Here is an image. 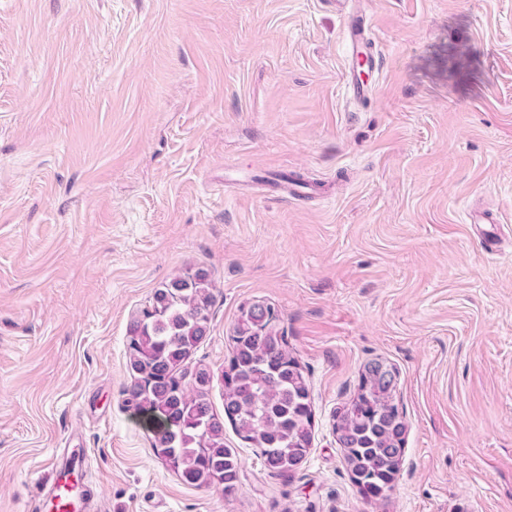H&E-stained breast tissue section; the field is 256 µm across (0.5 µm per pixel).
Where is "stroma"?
<instances>
[{"instance_id": "1", "label": "stroma", "mask_w": 512, "mask_h": 512, "mask_svg": "<svg viewBox=\"0 0 512 512\" xmlns=\"http://www.w3.org/2000/svg\"><path fill=\"white\" fill-rule=\"evenodd\" d=\"M353 9L381 58L358 103L323 0H0V512H36L70 448L103 512H512V0ZM191 268L216 285L192 356L214 409L263 300L315 410L289 477L225 427L232 497L185 484L124 405L129 325ZM375 358L408 432L370 504L332 423Z\"/></svg>"}]
</instances>
